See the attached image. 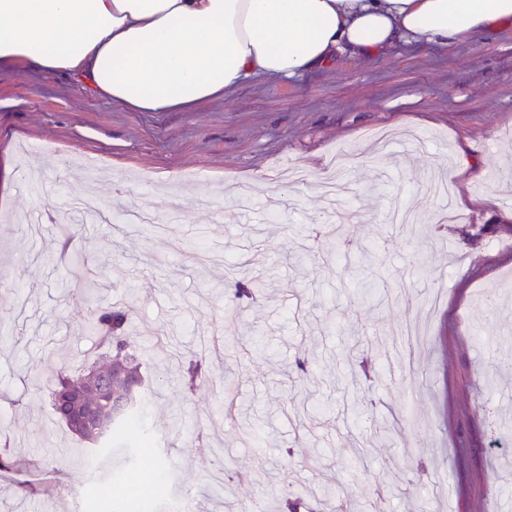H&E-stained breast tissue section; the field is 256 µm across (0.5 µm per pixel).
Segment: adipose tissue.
Segmentation results:
<instances>
[{
    "instance_id": "1",
    "label": "adipose tissue",
    "mask_w": 512,
    "mask_h": 512,
    "mask_svg": "<svg viewBox=\"0 0 512 512\" xmlns=\"http://www.w3.org/2000/svg\"><path fill=\"white\" fill-rule=\"evenodd\" d=\"M510 27L512 0H0V70L60 76L129 112H191L250 78Z\"/></svg>"
}]
</instances>
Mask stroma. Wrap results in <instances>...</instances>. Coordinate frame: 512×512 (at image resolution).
Returning <instances> with one entry per match:
<instances>
[{
    "instance_id": "1",
    "label": "stroma",
    "mask_w": 512,
    "mask_h": 512,
    "mask_svg": "<svg viewBox=\"0 0 512 512\" xmlns=\"http://www.w3.org/2000/svg\"><path fill=\"white\" fill-rule=\"evenodd\" d=\"M443 152L461 224L435 223L444 198L410 197ZM507 155L512 29L257 78L192 112L1 71L0 215L86 197L112 213L78 243L90 296L66 284L64 225L0 223V458L16 469L0 512H82L120 469L167 471L149 512H282L319 483L353 512H512V430L493 424L512 415V203L492 175ZM337 225L340 249L323 248ZM238 276L253 299L234 300ZM107 303L134 325L153 451L131 457V434L91 466L49 389L102 356L86 323ZM353 335L380 356L371 374L347 358ZM204 339L211 378L191 390Z\"/></svg>"
}]
</instances>
